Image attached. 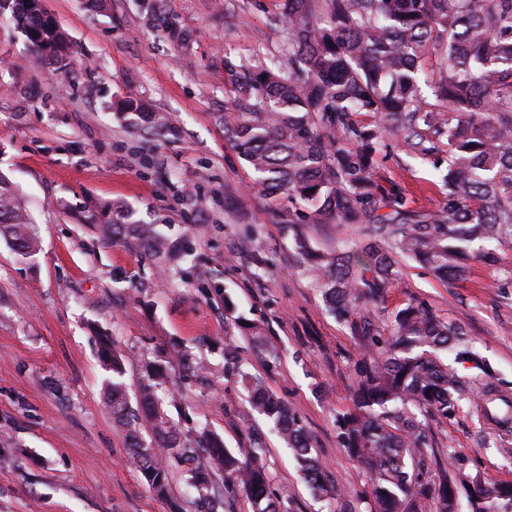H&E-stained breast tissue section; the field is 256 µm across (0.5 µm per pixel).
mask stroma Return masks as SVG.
Returning a JSON list of instances; mask_svg holds the SVG:
<instances>
[{"mask_svg":"<svg viewBox=\"0 0 512 512\" xmlns=\"http://www.w3.org/2000/svg\"><path fill=\"white\" fill-rule=\"evenodd\" d=\"M285 0H41L65 32L59 72L13 25L0 24V174L16 187L41 239L35 262L0 239V512H170L132 464L102 402L106 369L96 330L125 357L137 399L148 374L181 439L201 431L246 456L262 434L271 487L287 512H329L302 479L270 422L250 413L224 347L295 413L319 465L352 512H374L372 476L340 447L338 414L352 410L361 342L326 307L294 256L252 173L224 139L233 103L225 62L287 64ZM135 95L168 132L127 127L116 110ZM377 175L402 188L407 209L443 192L432 159L386 135ZM122 205L133 219L186 239L189 261L155 264L134 245L103 240L87 201ZM491 267L446 284L412 261L384 305L417 300L465 327L494 382L512 394V243ZM267 259L257 273L255 262ZM232 300L250 323L224 311ZM200 365L184 377L182 359ZM433 449L417 463L434 485L457 471L512 482V463L485 448L472 409L425 421Z\"/></svg>","mask_w":512,"mask_h":512,"instance_id":"1","label":"stroma"}]
</instances>
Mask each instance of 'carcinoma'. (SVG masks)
Listing matches in <instances>:
<instances>
[{
	"instance_id": "cac0c4a2",
	"label": "carcinoma",
	"mask_w": 512,
	"mask_h": 512,
	"mask_svg": "<svg viewBox=\"0 0 512 512\" xmlns=\"http://www.w3.org/2000/svg\"><path fill=\"white\" fill-rule=\"evenodd\" d=\"M288 74L276 65L226 62L234 93L224 113V138L253 174L277 223L292 237L305 269L323 290L336 319L371 353L358 364L353 410L337 415L342 448L374 476L377 512H423L432 490L416 473L415 459L430 448L422 419L454 418L463 405L478 419L508 431L512 396L498 390L464 328L410 301L390 316L380 304L398 284L401 260H412L448 282L464 281L470 261L493 265L487 244L512 240V0H327V17L312 14L311 0H286ZM36 52L53 54L57 69L70 65L64 35L40 0H0ZM428 86L434 102L422 94ZM117 111L129 125L161 129L155 112L129 97ZM401 137L424 158L446 147L441 171L445 193L437 208L412 211L397 185L375 174L383 135ZM86 222L108 240H131L157 259L184 257L154 224L130 220L119 206H84ZM367 224V237L344 249L320 250L304 224ZM0 238L32 261L39 240L12 182L0 174ZM387 320L389 338L376 337ZM112 370L105 404L124 434L130 459L158 497L169 494L165 456L192 467L197 498L211 500V473L224 474L227 494L242 493L253 512H283L284 496L271 491L262 463L265 443L253 440L243 462L216 437L182 448L155 389L143 386L142 413L131 410L124 363L109 336H97ZM472 363L474 377L458 375L441 353ZM238 375L250 388V406L272 423L313 493L339 500L326 484L299 419L280 398ZM151 421L150 439L142 419ZM469 512H500L512 505V483L489 486L480 474H459ZM440 512H458L457 487L441 479Z\"/></svg>"
}]
</instances>
